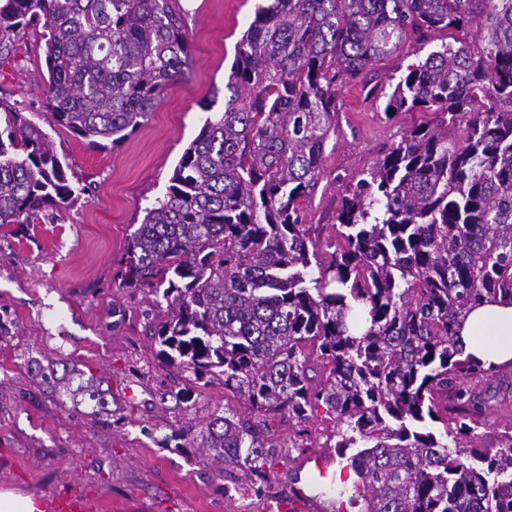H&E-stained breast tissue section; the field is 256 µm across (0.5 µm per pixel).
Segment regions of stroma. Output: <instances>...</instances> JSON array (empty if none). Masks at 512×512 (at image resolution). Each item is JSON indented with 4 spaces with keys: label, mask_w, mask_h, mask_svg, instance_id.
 <instances>
[{
    "label": "stroma",
    "mask_w": 512,
    "mask_h": 512,
    "mask_svg": "<svg viewBox=\"0 0 512 512\" xmlns=\"http://www.w3.org/2000/svg\"><path fill=\"white\" fill-rule=\"evenodd\" d=\"M267 0H179L192 63L164 89L142 125L96 147L57 125L43 106L48 78L41 30L0 50V101L38 124L80 191L70 207L0 227V492L39 499L77 494L94 512H319L305 477L336 465L329 420L298 437L274 423L278 462L262 489L218 474L183 430L232 402L219 383L172 378L146 331V291L122 277L127 243L163 197L206 118L223 111L235 48ZM444 30L409 34L393 55L337 89L336 130L319 184L304 203L325 241L346 189L431 112L386 118L393 81L441 45ZM187 391L182 412L172 396Z\"/></svg>",
    "instance_id": "35a3bbf8"
}]
</instances>
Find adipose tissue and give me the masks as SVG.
Here are the masks:
<instances>
[{
    "label": "adipose tissue",
    "mask_w": 512,
    "mask_h": 512,
    "mask_svg": "<svg viewBox=\"0 0 512 512\" xmlns=\"http://www.w3.org/2000/svg\"><path fill=\"white\" fill-rule=\"evenodd\" d=\"M465 351L484 365L512 360V302L498 300L472 309L461 329Z\"/></svg>",
    "instance_id": "adipose-tissue-1"
}]
</instances>
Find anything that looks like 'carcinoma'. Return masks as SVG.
Here are the masks:
<instances>
[{
    "instance_id": "1",
    "label": "carcinoma",
    "mask_w": 512,
    "mask_h": 512,
    "mask_svg": "<svg viewBox=\"0 0 512 512\" xmlns=\"http://www.w3.org/2000/svg\"><path fill=\"white\" fill-rule=\"evenodd\" d=\"M475 23L478 44L400 76L385 114L437 119L362 173L318 246L302 201L338 85L410 31ZM31 26L46 108L94 146L136 130L191 65L177 0H0V47ZM226 88L127 245L124 282L159 311L157 359L245 405L185 436L255 485L277 461L271 422L322 409L357 480L320 512H512V431L493 452L469 442L499 370L460 336L475 307L512 303V0H269ZM0 120V226L76 201L41 127L2 102Z\"/></svg>"
}]
</instances>
